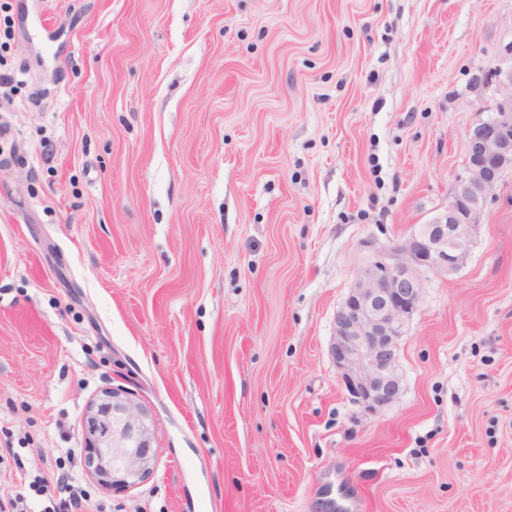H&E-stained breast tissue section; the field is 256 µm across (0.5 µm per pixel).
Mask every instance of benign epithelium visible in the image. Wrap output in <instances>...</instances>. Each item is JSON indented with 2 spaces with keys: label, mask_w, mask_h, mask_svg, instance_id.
<instances>
[{
  "label": "benign epithelium",
  "mask_w": 512,
  "mask_h": 512,
  "mask_svg": "<svg viewBox=\"0 0 512 512\" xmlns=\"http://www.w3.org/2000/svg\"><path fill=\"white\" fill-rule=\"evenodd\" d=\"M500 96L494 114L478 121L466 142V165L448 205L427 224L387 247L366 242L368 255L334 314L330 347L352 402L374 415L402 394L400 341L419 308L423 274H453L466 262L477 217L512 168V67L488 70ZM83 464L104 486L130 488L156 467L148 412L122 388L107 390L84 414Z\"/></svg>",
  "instance_id": "7a95c632"
}]
</instances>
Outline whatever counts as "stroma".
I'll return each mask as SVG.
<instances>
[{"label":"stroma","instance_id":"obj_1","mask_svg":"<svg viewBox=\"0 0 512 512\" xmlns=\"http://www.w3.org/2000/svg\"><path fill=\"white\" fill-rule=\"evenodd\" d=\"M0 502L86 512H512V171L456 273H426L398 403L330 346L366 256L445 207L512 0H4ZM121 387L157 467L78 461ZM39 482L41 495H49L53 498L52 494H55V491L59 494L58 502L53 504L52 512H76L75 510L81 507L84 492L80 490L79 486L65 485L61 478L56 480V485L44 478H41ZM65 490H68V495L60 497V493Z\"/></svg>","mask_w":512,"mask_h":512}]
</instances>
